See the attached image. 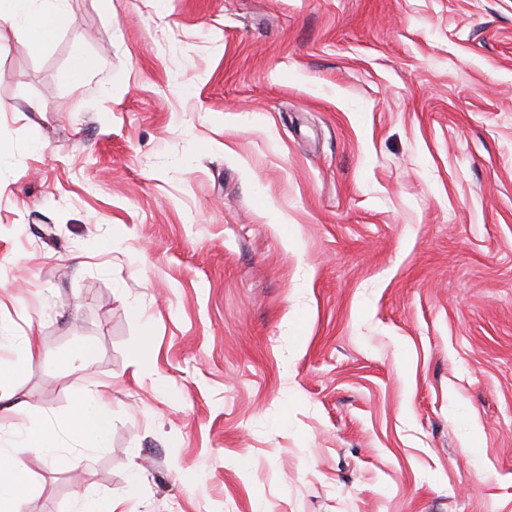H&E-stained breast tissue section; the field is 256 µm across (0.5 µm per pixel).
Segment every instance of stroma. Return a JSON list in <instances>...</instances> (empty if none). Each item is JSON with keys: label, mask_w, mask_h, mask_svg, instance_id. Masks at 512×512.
Here are the masks:
<instances>
[{"label": "stroma", "mask_w": 512, "mask_h": 512, "mask_svg": "<svg viewBox=\"0 0 512 512\" xmlns=\"http://www.w3.org/2000/svg\"><path fill=\"white\" fill-rule=\"evenodd\" d=\"M68 7L0 25V365L112 431L23 512H512V0ZM69 0H1L0 21L16 28L33 52L49 43L67 23ZM79 507L77 512H125L121 506L122 499H100L94 496L81 494L78 496Z\"/></svg>", "instance_id": "1"}]
</instances>
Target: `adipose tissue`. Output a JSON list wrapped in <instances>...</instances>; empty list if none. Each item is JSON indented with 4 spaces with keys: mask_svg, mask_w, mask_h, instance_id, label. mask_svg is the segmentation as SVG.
<instances>
[{
    "mask_svg": "<svg viewBox=\"0 0 512 512\" xmlns=\"http://www.w3.org/2000/svg\"><path fill=\"white\" fill-rule=\"evenodd\" d=\"M68 16V0H0V21L15 27L34 52L54 38ZM111 427L112 403L96 390L77 400L64 431L35 426L25 431L20 451L0 449V512H22L23 503L35 491L24 455L43 457L54 466L65 467L69 458L59 448L60 436H67L77 448L100 447Z\"/></svg>",
    "mask_w": 512,
    "mask_h": 512,
    "instance_id": "1",
    "label": "adipose tissue"
}]
</instances>
